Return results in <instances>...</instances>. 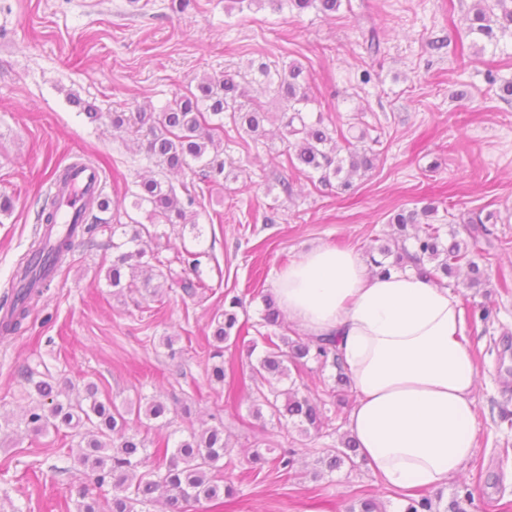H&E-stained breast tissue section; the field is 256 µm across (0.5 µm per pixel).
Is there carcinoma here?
Returning a JSON list of instances; mask_svg holds the SVG:
<instances>
[{
    "instance_id": "carcinoma-1",
    "label": "carcinoma",
    "mask_w": 512,
    "mask_h": 512,
    "mask_svg": "<svg viewBox=\"0 0 512 512\" xmlns=\"http://www.w3.org/2000/svg\"><path fill=\"white\" fill-rule=\"evenodd\" d=\"M239 5L259 8L269 5L273 10H284L298 15L313 10L330 17L337 13L343 0H235ZM468 34L483 36L489 40L512 34V0H474ZM257 71L263 84L277 98L282 112L281 122L286 131L287 161L305 174L309 180L322 185L336 183V189L344 193L353 188V179L365 175L374 167L377 153L373 145L379 138L371 137L366 130L359 135L347 134L343 126L332 128L324 125L323 118L306 120L304 112L311 102L309 87L301 64L291 62L281 70H271L259 64ZM198 93L184 95L174 101L167 110L154 119L145 112L112 113V129L116 132L145 131L146 150L160 174L177 173L200 164L219 174L224 172L225 162L209 154L214 146V134L224 130V119L241 127L247 134L263 131L266 113L257 107L237 80V74L226 73L221 80L207 79L197 86ZM136 205H151L150 218L162 219L168 224L182 221L186 207L195 204V198L187 195L181 199L173 185L164 179L149 177L140 183ZM59 208L57 197L44 202L37 220L50 226L56 225ZM438 206L429 202L421 208H401L394 211L388 223L396 226L397 237L390 242L369 250V264L376 274L390 270L414 269L427 281L439 280V274L466 264L472 278L470 286L480 285L482 272L469 257L466 244L457 239L443 242L445 224L437 222ZM77 225L67 224L57 230L55 236L44 239L42 246L22 261L13 277L11 291L0 298V304L12 308L13 315L8 332L19 331L28 317L31 304L50 287V273L57 271L64 257L71 251ZM112 235L121 238L112 242L115 255L107 271L112 287L124 290L135 284L138 277L150 268L147 252L141 247L143 236H151L150 229L138 222L126 230L124 224L112 225ZM414 241V249L406 246ZM261 320L273 331L250 341V349L263 346V355L251 366L250 380L260 383L253 398L254 411L262 416L269 411L281 425H292L300 435H320L329 425L322 406L309 396L291 386L280 387L290 377V367L299 368L313 361L321 370L335 371L336 387H350V381L342 363L336 356V339L323 337L302 338L288 335L274 299L263 298ZM241 298L232 296L224 314L212 320L213 344L209 354L212 364L209 381L224 384V344H235L245 339L249 328L240 323L237 308ZM25 380L32 386L37 398L24 409L27 429L36 435L58 433L70 429L80 438L78 451L73 455V465L91 476L94 487L105 484L112 487V496L100 500L87 485L75 488L78 512H137L136 505L153 503L162 498L171 512H185V508L203 501H217L236 494L234 482L226 473L224 457L228 452L224 439V422L221 419L200 429L190 425L191 410L185 405L172 410L157 398L118 405L98 397L94 383L84 385L83 391H75L74 385H54L46 380V374L36 368L25 371ZM189 423L185 433L168 435L150 440L148 435L134 427L147 420L159 429L173 425L175 418ZM355 440L343 435L340 446L324 449L316 464L333 472L344 464L355 467ZM274 449H254L247 454L249 469L259 473L264 469L291 470L297 463L295 452L273 455ZM348 512H383L376 498L364 496L357 499Z\"/></svg>"
}]
</instances>
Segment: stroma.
I'll use <instances>...</instances> for the list:
<instances>
[{
	"instance_id": "1",
	"label": "stroma",
	"mask_w": 512,
	"mask_h": 512,
	"mask_svg": "<svg viewBox=\"0 0 512 512\" xmlns=\"http://www.w3.org/2000/svg\"><path fill=\"white\" fill-rule=\"evenodd\" d=\"M350 3L326 18L242 10L234 0H0V196L14 201L0 215V295L35 246L37 213L74 157L95 162L121 223H151L136 196L156 168L142 141L113 135L111 113H158L202 78L248 72L253 60L279 69L295 61L315 99L309 118L357 116L381 140L374 169L340 194L290 168L280 121L258 138L225 124L217 136L223 175L187 169L171 177L195 193L190 214L203 234L154 225L146 285L119 293L109 286L111 225L78 239L20 332L0 340V512H64L68 487L87 480L72 468L75 440L33 435L21 421L29 366L79 388L95 383L100 397L119 404L154 396L190 406L198 426L220 414L236 463L256 447L299 452L290 472L234 473V497L189 512H347L368 494L386 512H401L403 493L363 466L310 476L324 448L346 433L351 411L331 393L330 372L313 362L301 372L302 391L332 420L331 433L304 438L255 418L249 392L225 402L207 378L206 338L225 295L242 296L239 320L259 324L263 296L301 252L330 244L366 254L374 239L391 237L392 209L430 200L447 206L459 239L475 241L489 282L469 287L463 270L449 280L482 376L480 431L461 476L429 495L439 512L466 494L468 512H512V101L499 91L512 82V37L494 45L465 35L472 0ZM372 36L375 53L367 50ZM86 103L98 119L83 111ZM480 210L497 222L474 236L461 218ZM189 253L196 267L185 264ZM189 280L198 284L191 295L182 289ZM150 285L160 296H149ZM165 336L175 337L173 348L162 345Z\"/></svg>"
}]
</instances>
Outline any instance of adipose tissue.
I'll use <instances>...</instances> for the list:
<instances>
[{"label":"adipose tissue","mask_w":512,"mask_h":512,"mask_svg":"<svg viewBox=\"0 0 512 512\" xmlns=\"http://www.w3.org/2000/svg\"><path fill=\"white\" fill-rule=\"evenodd\" d=\"M275 298L306 335L335 338L356 398L348 429L379 484L425 489L463 470L477 447L479 372L457 295L318 245L277 272Z\"/></svg>","instance_id":"obj_1"}]
</instances>
